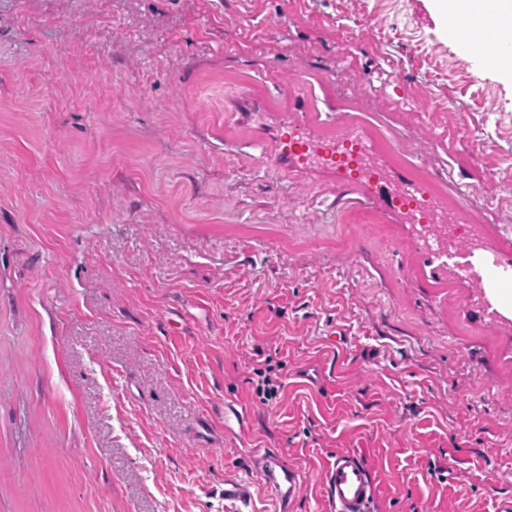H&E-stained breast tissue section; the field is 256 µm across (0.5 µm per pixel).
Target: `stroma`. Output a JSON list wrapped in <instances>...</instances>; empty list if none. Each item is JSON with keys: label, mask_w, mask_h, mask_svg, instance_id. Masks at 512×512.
I'll list each match as a JSON object with an SVG mask.
<instances>
[{"label": "stroma", "mask_w": 512, "mask_h": 512, "mask_svg": "<svg viewBox=\"0 0 512 512\" xmlns=\"http://www.w3.org/2000/svg\"><path fill=\"white\" fill-rule=\"evenodd\" d=\"M353 124L512 254V78L435 0H0V512H279L255 448L291 512L341 450L374 512L512 502V327L283 148ZM260 480L278 500L281 501L284 510L295 498L300 489L299 474L295 468L287 466L279 456L263 455L256 462Z\"/></svg>", "instance_id": "35a3bbf8"}]
</instances>
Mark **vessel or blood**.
Segmentation results:
<instances>
[{"instance_id": "b4317fda", "label": "vessel or blood", "mask_w": 512, "mask_h": 512, "mask_svg": "<svg viewBox=\"0 0 512 512\" xmlns=\"http://www.w3.org/2000/svg\"><path fill=\"white\" fill-rule=\"evenodd\" d=\"M260 480L282 505H289L300 489L299 474L279 456L268 454L257 462ZM325 495L333 512H370L375 498V482L360 454L339 451L324 469Z\"/></svg>"}]
</instances>
